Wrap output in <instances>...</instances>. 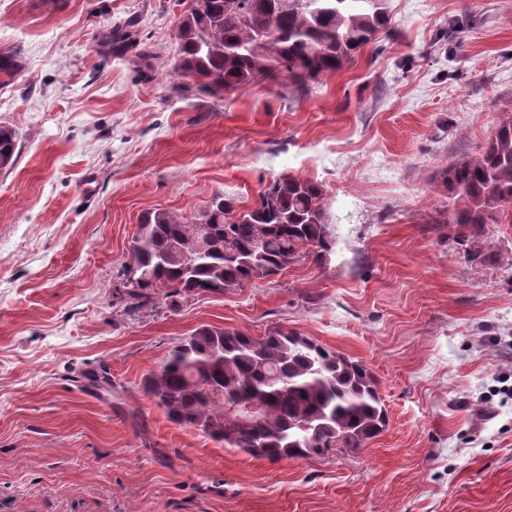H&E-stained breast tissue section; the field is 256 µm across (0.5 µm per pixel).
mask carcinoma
Returning <instances> with one entry per match:
<instances>
[{
    "label": "carcinoma",
    "instance_id": "cac0c4a2",
    "mask_svg": "<svg viewBox=\"0 0 512 512\" xmlns=\"http://www.w3.org/2000/svg\"><path fill=\"white\" fill-rule=\"evenodd\" d=\"M391 22L387 0H187L172 67L178 86L213 95L288 74L304 90L349 65ZM18 132L0 125V171L16 159ZM458 237L483 262L501 258L487 225L512 224V113L499 120L475 156L443 170ZM323 186L288 174L273 178L253 207L214 196L202 215L146 213L134 263L117 299L130 309L171 310L211 285L242 288L287 270L335 241ZM205 229L208 249L185 269L165 255L190 252ZM169 420L253 457L310 459L363 448L386 428L378 380L367 365L296 331L255 337L211 324L196 328L143 381ZM256 403L255 419L229 425L226 407Z\"/></svg>",
    "mask_w": 512,
    "mask_h": 512
}]
</instances>
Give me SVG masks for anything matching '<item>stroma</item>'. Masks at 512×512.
Here are the masks:
<instances>
[{
	"label": "stroma",
	"mask_w": 512,
	"mask_h": 512,
	"mask_svg": "<svg viewBox=\"0 0 512 512\" xmlns=\"http://www.w3.org/2000/svg\"><path fill=\"white\" fill-rule=\"evenodd\" d=\"M309 92L175 90L182 0H0V512H512V224L459 244L442 171L512 110V0H388ZM134 23L128 51L104 36ZM149 51L153 68L139 64ZM320 183L335 245L280 276L127 314L142 216ZM297 331L362 360L364 448L271 462L170 421L143 379L200 325ZM107 372L111 390L93 384ZM18 132L12 126L0 125V171L10 170L16 159Z\"/></svg>",
	"instance_id": "35a3bbf8"
}]
</instances>
